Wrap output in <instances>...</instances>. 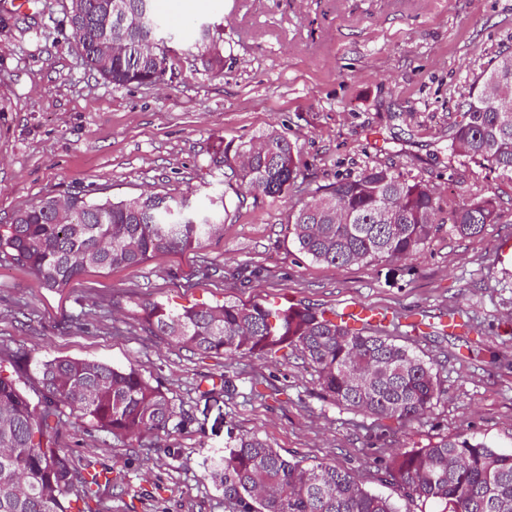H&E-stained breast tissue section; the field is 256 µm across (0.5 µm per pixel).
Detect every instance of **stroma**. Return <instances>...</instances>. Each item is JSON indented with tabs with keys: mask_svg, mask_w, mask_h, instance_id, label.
Wrapping results in <instances>:
<instances>
[{
	"mask_svg": "<svg viewBox=\"0 0 512 512\" xmlns=\"http://www.w3.org/2000/svg\"><path fill=\"white\" fill-rule=\"evenodd\" d=\"M69 0L19 10L0 0V225L44 196L106 187L204 201L223 197L224 222L203 247L87 271L51 290L0 254V369L33 392L39 362L54 357L136 364L172 400L183 425L149 447L113 438L70 409L56 435L75 459L111 471L99 501L73 512H239L203 462L255 436L283 455L325 461L402 512L384 472L398 448L474 436L512 452V181L482 163L448 161V136L473 79L512 54V0H162L170 28L191 39L205 21L224 27V73L178 56L160 85L117 87L84 63ZM295 144L290 196L250 192L225 172L222 151L267 131ZM378 166L437 192L438 229L402 260L333 268L300 253L287 230L299 202ZM495 195L505 212L482 234L448 219L461 195ZM218 301L305 304L335 311L364 304L423 321L411 349L431 361L443 394L419 420L357 413L325 399L297 356H207L144 331L136 304ZM463 311L476 332L444 336ZM225 375L227 390L208 380Z\"/></svg>",
	"mask_w": 512,
	"mask_h": 512,
	"instance_id": "35a3bbf8",
	"label": "stroma"
}]
</instances>
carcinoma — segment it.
Returning a JSON list of instances; mask_svg holds the SVG:
<instances>
[{
	"instance_id": "1",
	"label": "carcinoma",
	"mask_w": 512,
	"mask_h": 512,
	"mask_svg": "<svg viewBox=\"0 0 512 512\" xmlns=\"http://www.w3.org/2000/svg\"><path fill=\"white\" fill-rule=\"evenodd\" d=\"M69 20L86 66L117 86L158 83L175 75L174 36L164 32L161 0H82ZM183 53L212 76L224 72V29L202 24ZM500 98L485 93L488 83ZM298 149L275 132L224 145V166L240 185L273 198L288 196L298 177ZM478 160L512 180V54L473 79L461 120L449 135L448 165ZM435 192L389 168L367 167L336 181L288 215L298 250L334 267L405 258L437 231ZM226 212L224 196L208 209L190 198L144 192L116 200L105 188L46 196L0 225V252L51 289L71 286L89 267L110 270L151 257L200 248ZM503 214L495 198L463 197L450 213L463 237L476 236ZM142 329L202 354L268 356L291 350L317 374L336 404L375 417L419 419L441 393L434 366L394 342L384 326L352 329L302 304L225 302L170 307L136 303ZM33 403L0 373V512H70L68 496L99 497L101 473L77 465L56 439L60 405L114 438L156 441L181 423L162 388L133 364L53 358L38 365ZM385 473L408 502H434L441 512H512V452L474 437L443 438L390 455ZM224 498L240 512H401L391 498L362 487L329 463L305 466L259 438L224 446L209 464Z\"/></svg>"
}]
</instances>
